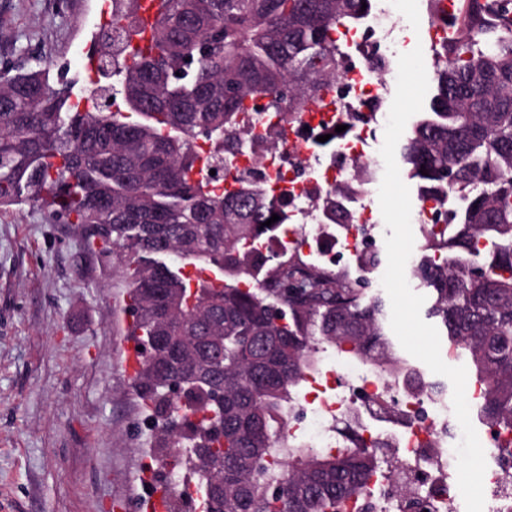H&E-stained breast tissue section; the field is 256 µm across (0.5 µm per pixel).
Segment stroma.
<instances>
[{"instance_id":"obj_1","label":"stroma","mask_w":512,"mask_h":512,"mask_svg":"<svg viewBox=\"0 0 512 512\" xmlns=\"http://www.w3.org/2000/svg\"><path fill=\"white\" fill-rule=\"evenodd\" d=\"M100 0H0V68L76 79ZM125 282L37 206L0 209V512H147Z\"/></svg>"}]
</instances>
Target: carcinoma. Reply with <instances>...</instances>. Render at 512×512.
<instances>
[{
  "instance_id": "obj_1",
  "label": "carcinoma",
  "mask_w": 512,
  "mask_h": 512,
  "mask_svg": "<svg viewBox=\"0 0 512 512\" xmlns=\"http://www.w3.org/2000/svg\"><path fill=\"white\" fill-rule=\"evenodd\" d=\"M137 21L112 68L111 114L86 112L51 67L0 70V208L33 202L108 245L130 297L141 359L134 387L156 420L159 465L194 478L167 512H345L382 470L363 425L335 448L290 432L285 411L327 349L393 388L428 378L398 352L367 283L279 265L278 300L235 278L278 198L223 182L224 136L244 102L311 99L335 76L329 31L368 0H116ZM498 0H460L457 38L436 51L429 110L398 147L421 191L448 190V238L426 240L411 276L427 317L483 394L477 415L512 445V20ZM207 143L208 154L198 148ZM426 169L427 174L420 173ZM190 375L186 397L170 387ZM224 403L211 401V388Z\"/></svg>"
}]
</instances>
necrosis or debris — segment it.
Returning <instances> with one entry per match:
<instances>
[{
  "label": "necrosis or debris",
  "mask_w": 512,
  "mask_h": 512,
  "mask_svg": "<svg viewBox=\"0 0 512 512\" xmlns=\"http://www.w3.org/2000/svg\"><path fill=\"white\" fill-rule=\"evenodd\" d=\"M412 25L405 0H371L359 23L341 26L329 39L338 50L336 77L298 112L275 111L246 103L238 123L247 131L238 153L230 155L232 176L270 187L284 205L257 242L260 252L277 263L298 261L302 269L366 277L365 255L386 233L371 205L384 175L380 155L389 111L384 106L390 83L396 82V61L408 45ZM344 185L345 223L328 219L321 206L328 190ZM347 380L352 397L324 399L330 382ZM318 404L289 410V427H302L317 448L336 445L332 421L356 411L366 433L386 441L401 463L395 477L381 473L372 487L388 493L419 484L430 496L434 512H466L464 499L449 473L457 464L456 445L462 438L447 392L427 390L423 398L403 397L395 414L385 411L382 378L365 368L343 364L341 371L313 380ZM425 423H411L416 410ZM484 483L488 512H512V477H505L498 448L485 456Z\"/></svg>",
  "instance_id": "obj_1"
}]
</instances>
